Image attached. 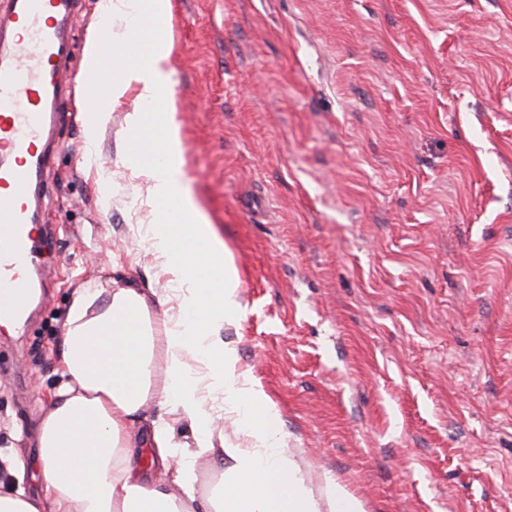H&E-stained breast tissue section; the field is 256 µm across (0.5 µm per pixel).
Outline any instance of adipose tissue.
Masks as SVG:
<instances>
[{
  "mask_svg": "<svg viewBox=\"0 0 512 512\" xmlns=\"http://www.w3.org/2000/svg\"><path fill=\"white\" fill-rule=\"evenodd\" d=\"M99 10L113 50L136 32L147 51L87 113L81 163L96 168L114 107L134 93L140 108L127 113L125 133L153 147L124 152L123 162L156 210L147 253L165 285L75 289L59 341L61 384L35 436L40 491H0V512H366L334 480L311 488L284 449L276 408L222 338L242 319L241 281L186 190L177 100L168 92L173 42L158 33L170 0H101ZM158 101L163 111H152ZM173 196L172 216L165 203ZM157 405L168 407V417H150ZM223 412L242 438L229 449L215 445ZM177 423L189 425L191 445L175 441ZM205 462L220 476L210 489L198 484Z\"/></svg>",
  "mask_w": 512,
  "mask_h": 512,
  "instance_id": "adipose-tissue-1",
  "label": "adipose tissue"
}]
</instances>
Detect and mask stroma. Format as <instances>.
Instances as JSON below:
<instances>
[{
	"label": "stroma",
	"mask_w": 512,
	"mask_h": 512,
	"mask_svg": "<svg viewBox=\"0 0 512 512\" xmlns=\"http://www.w3.org/2000/svg\"><path fill=\"white\" fill-rule=\"evenodd\" d=\"M187 190L238 268L224 331L319 486L367 512H512V0H171ZM127 96L81 164L58 124L56 276L0 323V487L40 490L42 404L78 285L156 287L121 161ZM99 171V172H100Z\"/></svg>",
	"instance_id": "obj_1"
}]
</instances>
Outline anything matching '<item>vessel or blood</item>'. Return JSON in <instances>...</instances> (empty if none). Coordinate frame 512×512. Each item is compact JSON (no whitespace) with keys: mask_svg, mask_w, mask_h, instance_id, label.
I'll list each match as a JSON object with an SVG mask.
<instances>
[{"mask_svg":"<svg viewBox=\"0 0 512 512\" xmlns=\"http://www.w3.org/2000/svg\"><path fill=\"white\" fill-rule=\"evenodd\" d=\"M6 3L0 35V320L19 321L36 304L33 277L44 269L43 174L74 80L64 65L74 47L65 26L77 0ZM115 74L107 62L84 75V98L104 96Z\"/></svg>","mask_w":512,"mask_h":512,"instance_id":"vessel-or-blood-1","label":"vessel or blood"}]
</instances>
